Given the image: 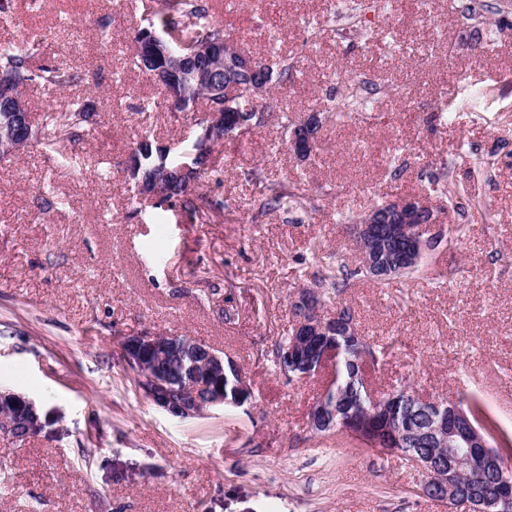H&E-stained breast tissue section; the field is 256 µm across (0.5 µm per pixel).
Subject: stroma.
<instances>
[{"label":"stroma","instance_id":"35a3bbf8","mask_svg":"<svg viewBox=\"0 0 512 512\" xmlns=\"http://www.w3.org/2000/svg\"><path fill=\"white\" fill-rule=\"evenodd\" d=\"M468 2L430 0L417 25L371 7L370 37L334 17L331 0H218L238 50L293 59L296 72L261 96L271 120L215 147L197 189L224 206L202 223L147 208L127 172L139 138L177 152L195 133L194 114L171 111L132 64L140 0H8L0 45L40 34L35 64L84 75L64 93L24 90L34 120L76 97L94 112L63 147L71 164L35 142L0 161V387L48 419L24 443L0 436L15 485L0 512H467L419 494L423 474L402 456L314 432L308 413L334 366L291 383L270 353L316 268L358 264L351 224L380 199L435 202L434 178L447 174L478 200L451 215L419 272L383 285L353 277L323 311L349 307L361 336L389 347L368 371L376 395L407 384L474 398L494 435L512 439V0H483L474 25L458 11ZM317 20L328 23L319 37ZM477 27L492 46L475 41ZM339 73L375 88L370 118L331 116ZM310 112L326 118L300 160L280 117ZM256 169L297 185V210L255 218ZM46 186L63 205L44 215L35 197ZM146 330L223 350L252 402L188 420L154 406L117 343Z\"/></svg>","mask_w":512,"mask_h":512}]
</instances>
